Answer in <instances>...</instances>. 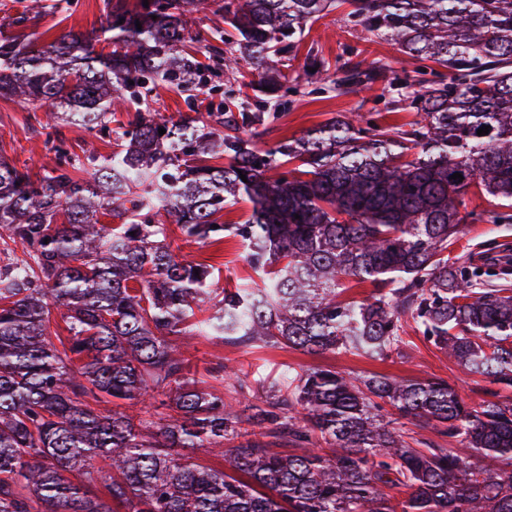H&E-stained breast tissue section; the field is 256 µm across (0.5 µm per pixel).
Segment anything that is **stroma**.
I'll use <instances>...</instances> for the list:
<instances>
[{"label": "stroma", "mask_w": 512, "mask_h": 512, "mask_svg": "<svg viewBox=\"0 0 512 512\" xmlns=\"http://www.w3.org/2000/svg\"><path fill=\"white\" fill-rule=\"evenodd\" d=\"M106 0H77L68 19L42 15L28 22L27 32L39 40L48 41L69 30H77L97 37L103 35L106 25ZM343 8L332 10L327 16L314 22L300 45L301 50L315 49L328 62L352 49L361 50L370 61L400 69L403 55L397 45L379 40L364 31H351L341 22ZM295 94L289 96L277 119L260 126L253 141L258 148L267 149L281 141L297 137L327 122L340 112L361 110L375 112L383 126H397L413 121L414 114L405 103L399 102L395 91L376 85L373 91H359L347 95L337 94L327 78L307 80L300 65L282 69ZM250 67H242L239 74L210 77L203 92L194 96L178 91L169 85L156 86L148 96L149 110L162 117L179 118L210 111L213 104L223 99L225 92L238 90L240 85L255 79ZM135 118L134 113H117L111 127L113 137L99 139L83 128L60 125L44 129L45 116L15 101L0 98V155L17 166L27 167L32 179L42 178L56 165L52 150L54 139L64 140L72 151H94L106 156L118 150V133ZM490 240L498 241L499 249L493 257L512 265V223L470 224L460 243L451 246L449 255L459 254L464 246H477ZM169 241L175 253L186 260L209 265L218 269V287L233 288L237 284L255 279L256 274L245 258V250L239 238L227 236L208 244L186 242L178 228H171ZM408 343L407 358L392 357L386 361H372L351 354H309L288 347L256 345L249 349L230 345H216L196 336H173L172 342L183 353L192 374L208 379V370L216 362L234 367L241 377L252 386H265L282 381L286 367L307 370L318 367L333 368L340 372L366 376L373 373L413 379L439 378L457 388L468 404H479L484 398L485 379L465 375L462 369L444 356L434 346L425 343L414 331L404 335Z\"/></svg>", "instance_id": "obj_1"}]
</instances>
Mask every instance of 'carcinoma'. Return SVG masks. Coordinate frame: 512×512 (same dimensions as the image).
<instances>
[{
    "label": "carcinoma",
    "mask_w": 512,
    "mask_h": 512,
    "mask_svg": "<svg viewBox=\"0 0 512 512\" xmlns=\"http://www.w3.org/2000/svg\"><path fill=\"white\" fill-rule=\"evenodd\" d=\"M341 2L345 27L399 45L416 73L425 61L448 70L424 84L351 52L336 59L334 90L395 86L416 112L408 127L349 112L267 150L245 137L295 91L270 61L288 60L335 0H222L232 31L216 33L217 63L260 71L256 88L271 97L254 111L229 95L177 121L141 108L158 82L206 81L211 67L186 42L208 0H117L108 54L73 30L42 45L0 33V97L44 111L45 126L104 139L115 112L138 113L109 156L82 159L57 141L40 181L0 156V244L23 253L0 263V512H512L508 268L448 256L467 223L512 222V0ZM73 4L30 0L8 26ZM303 67L314 77L329 62L311 49ZM473 186L498 208L461 212ZM239 199L252 204L248 223L214 228ZM168 218L197 243L241 238L260 283L216 296L214 270L173 254ZM349 281L374 291L342 301ZM407 326L486 379L485 399L470 406L442 379L331 368L255 388L221 364L236 409L169 340L385 361L404 357ZM401 419L436 421L460 447L402 432ZM196 448L225 468L200 464Z\"/></svg>",
    "instance_id": "cac0c4a2"
}]
</instances>
